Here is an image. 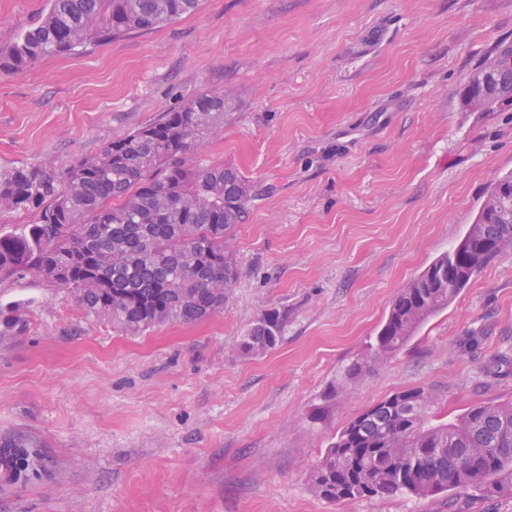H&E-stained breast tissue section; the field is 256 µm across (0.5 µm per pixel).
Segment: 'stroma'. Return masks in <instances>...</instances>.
Instances as JSON below:
<instances>
[{"mask_svg":"<svg viewBox=\"0 0 512 512\" xmlns=\"http://www.w3.org/2000/svg\"><path fill=\"white\" fill-rule=\"evenodd\" d=\"M47 0H0V43ZM512 0H200L174 22L0 70V168H61L206 90L233 116L209 147L259 191L232 231L221 313L127 336L38 277L0 281L26 315L0 339V442L42 476L0 482V512H512L452 491L332 501L309 475L391 394L439 419L512 401V252L346 391L400 288L452 250L512 172V107L461 94L502 41ZM287 312L266 355L237 346ZM1 448H10L12 477L11 483L27 484L39 479L41 471L38 468V453L34 448H27L22 444L9 440L0 445Z\"/></svg>","mask_w":512,"mask_h":512,"instance_id":"35a3bbf8","label":"stroma"}]
</instances>
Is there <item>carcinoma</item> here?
Masks as SVG:
<instances>
[{"label": "carcinoma", "mask_w": 512, "mask_h": 512, "mask_svg": "<svg viewBox=\"0 0 512 512\" xmlns=\"http://www.w3.org/2000/svg\"><path fill=\"white\" fill-rule=\"evenodd\" d=\"M198 0H48L18 39L0 44V68L31 67L47 56L193 12ZM482 111L512 106V71L483 91ZM222 91H205L153 123L113 140L101 153L51 168L0 169V223L31 212L35 222L0 233V280L37 275L73 293L87 316L136 336L165 323L191 324L224 310L237 279L230 236L256 198L236 169L208 158L224 129ZM512 173L490 189L461 242L437 258L394 299L373 356L356 359L343 382L363 377L445 309L491 258L512 251ZM288 314L264 311L241 338L245 357H260L282 339ZM25 320L0 309V337L25 331ZM436 404L421 389L397 392L351 420L310 474L329 500L460 491L512 496V402L479 404L458 419L430 422ZM14 484L41 476L38 453L15 441ZM441 452H435V449Z\"/></svg>", "instance_id": "obj_1"}]
</instances>
